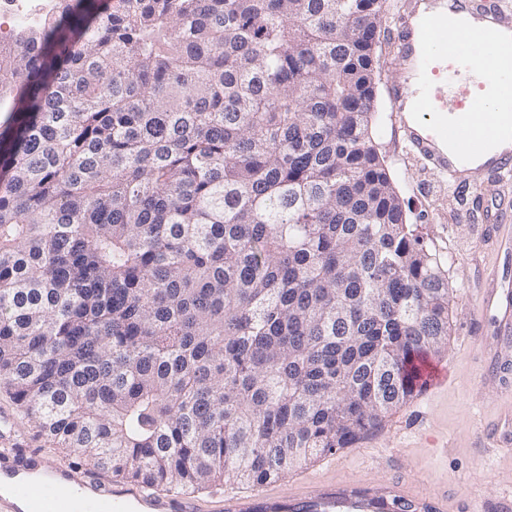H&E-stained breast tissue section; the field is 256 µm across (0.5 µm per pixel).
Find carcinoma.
Masks as SVG:
<instances>
[{"mask_svg": "<svg viewBox=\"0 0 512 512\" xmlns=\"http://www.w3.org/2000/svg\"><path fill=\"white\" fill-rule=\"evenodd\" d=\"M382 0H60L0 55V388L89 470L198 491L414 396L453 290L406 223Z\"/></svg>", "mask_w": 512, "mask_h": 512, "instance_id": "cac0c4a2", "label": "carcinoma"}]
</instances>
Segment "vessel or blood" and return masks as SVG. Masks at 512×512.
Here are the masks:
<instances>
[{"label":"vessel or blood","instance_id":"vessel-or-blood-1","mask_svg":"<svg viewBox=\"0 0 512 512\" xmlns=\"http://www.w3.org/2000/svg\"><path fill=\"white\" fill-rule=\"evenodd\" d=\"M402 75L391 91L411 148L442 172L465 173L484 156V170L512 163V148L485 157L512 137V21L481 0H412L394 35ZM454 512L447 493L424 495L407 481L376 473L308 486L290 479L272 492L256 486L217 496L214 512ZM200 512L193 496L111 483L77 466H46L38 449L23 448L15 430L0 432V512Z\"/></svg>","mask_w":512,"mask_h":512}]
</instances>
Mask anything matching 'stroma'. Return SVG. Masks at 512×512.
I'll list each match as a JSON object with an SVG mask.
<instances>
[{"label": "stroma", "instance_id": "stroma-1", "mask_svg": "<svg viewBox=\"0 0 512 512\" xmlns=\"http://www.w3.org/2000/svg\"><path fill=\"white\" fill-rule=\"evenodd\" d=\"M407 3L386 0L389 19L376 44V107L387 125L378 151L390 167L408 223L418 225L453 290L452 329L438 358L448 368V381L433 393L415 396L352 447L314 458L301 473L314 484L388 467L427 494L457 488L466 512H484L487 499L512 497V451L494 429L497 417L512 407V392L482 381L480 363L468 344L479 338L491 349L498 342L493 332L497 310L485 313L479 307L481 294L498 273L506 275L500 299L512 304V253L506 248L512 241V167L452 177L434 171L402 141L387 87L399 69L389 34ZM495 225L503 228L505 247L496 244ZM0 412L11 415L25 445L40 449L49 464H73V457L43 436L35 419L2 390Z\"/></svg>", "mask_w": 512, "mask_h": 512}]
</instances>
